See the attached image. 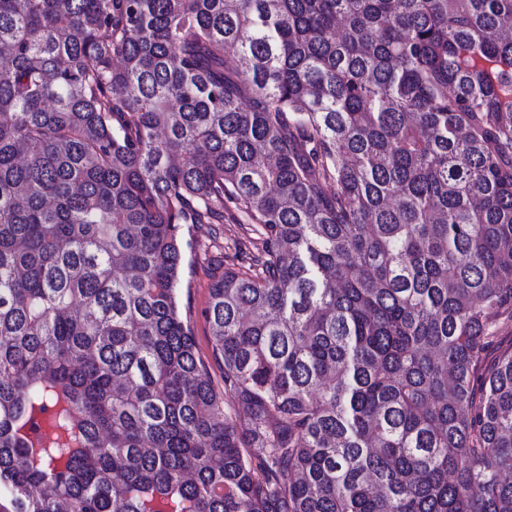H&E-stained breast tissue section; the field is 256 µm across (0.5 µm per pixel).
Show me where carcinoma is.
Returning <instances> with one entry per match:
<instances>
[{
    "mask_svg": "<svg viewBox=\"0 0 512 512\" xmlns=\"http://www.w3.org/2000/svg\"><path fill=\"white\" fill-rule=\"evenodd\" d=\"M510 324L512 0H0V512H512ZM251 225L243 216L224 205V224H183V263L179 289V306L184 321L189 324L195 339L196 355L206 365L211 381L217 390H224L222 370L213 354V343L208 322L203 312L208 305L209 289L215 279L224 274L225 267L241 269L234 258L239 244L246 243L257 253L253 244L260 247L257 236L251 232ZM217 233L219 244L224 246L223 261H205V250L210 239ZM249 240L253 244H249Z\"/></svg>",
    "mask_w": 512,
    "mask_h": 512,
    "instance_id": "obj_1",
    "label": "carcinoma"
}]
</instances>
